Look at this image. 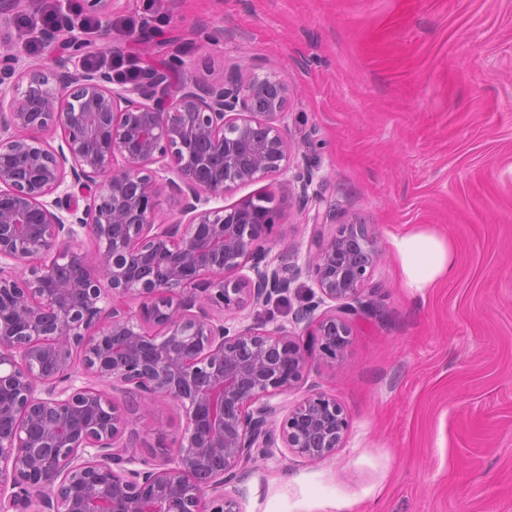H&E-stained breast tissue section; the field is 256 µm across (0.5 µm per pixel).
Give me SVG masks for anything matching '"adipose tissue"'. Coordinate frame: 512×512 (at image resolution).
Returning <instances> with one entry per match:
<instances>
[{
	"instance_id": "1",
	"label": "adipose tissue",
	"mask_w": 512,
	"mask_h": 512,
	"mask_svg": "<svg viewBox=\"0 0 512 512\" xmlns=\"http://www.w3.org/2000/svg\"><path fill=\"white\" fill-rule=\"evenodd\" d=\"M392 246L402 285L414 296L424 297L427 288L453 273L454 248L434 232L410 231L394 237Z\"/></svg>"
}]
</instances>
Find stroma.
<instances>
[{
    "label": "stroma",
    "mask_w": 512,
    "mask_h": 512,
    "mask_svg": "<svg viewBox=\"0 0 512 512\" xmlns=\"http://www.w3.org/2000/svg\"><path fill=\"white\" fill-rule=\"evenodd\" d=\"M127 65L165 58L190 72L236 63L287 79L288 137L324 182L339 224L369 225L384 252L378 310L350 322L336 365L313 363L293 406L332 395L348 429L333 458L283 448L240 484L242 512H512V0H114ZM273 194L275 251L305 252L313 207L287 176L224 197ZM427 229L455 248L453 275L415 299L391 238ZM142 459L184 431L159 400Z\"/></svg>",
    "instance_id": "obj_1"
}]
</instances>
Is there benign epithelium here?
<instances>
[{
	"label": "benign epithelium",
	"mask_w": 512,
	"mask_h": 512,
	"mask_svg": "<svg viewBox=\"0 0 512 512\" xmlns=\"http://www.w3.org/2000/svg\"><path fill=\"white\" fill-rule=\"evenodd\" d=\"M84 2L101 43L57 0L62 26L29 14L42 62L19 45L0 52V73L19 72L0 87V260L28 266L0 265V512H240L238 485L276 440L312 461L342 447L335 398L305 396L277 435L271 399L312 359L342 357L350 320L377 309L383 250L366 224L326 234L323 178L290 164L286 80L236 64L201 84L175 60L171 87L150 67L124 83L85 64L112 49V0ZM28 4L0 0V24ZM292 166L296 196L315 207L301 264L269 256L271 197L210 206ZM163 203L172 224L157 223ZM303 275L314 288L293 328L236 323ZM159 398L184 409L186 428L150 463L132 439Z\"/></svg>",
	"instance_id": "obj_1"
}]
</instances>
